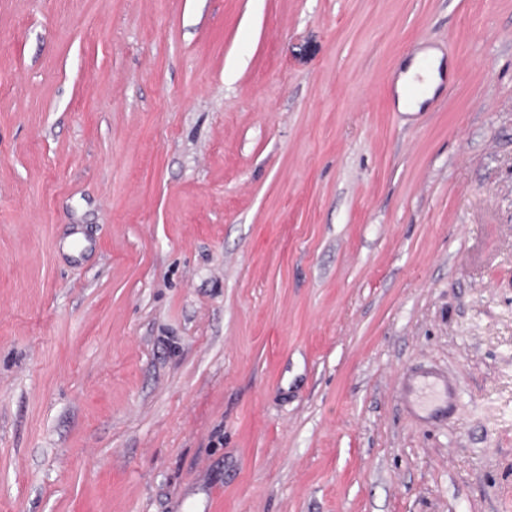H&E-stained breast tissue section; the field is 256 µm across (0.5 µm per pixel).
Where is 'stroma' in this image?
Returning a JSON list of instances; mask_svg holds the SVG:
<instances>
[{
    "label": "stroma",
    "mask_w": 512,
    "mask_h": 512,
    "mask_svg": "<svg viewBox=\"0 0 512 512\" xmlns=\"http://www.w3.org/2000/svg\"><path fill=\"white\" fill-rule=\"evenodd\" d=\"M0 512H512V0H0ZM438 66L439 61L434 59L431 55H421L414 63L408 66L402 78L397 82V92L400 94L401 103H403L408 110L415 109L425 96L433 94L438 84ZM418 77H421V82L418 81ZM414 84L421 86L422 93L416 98H409L407 90ZM402 404L413 418H448L454 413V390L437 369H411L403 377Z\"/></svg>",
    "instance_id": "1"
}]
</instances>
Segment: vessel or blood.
Listing matches in <instances>:
<instances>
[{
	"mask_svg": "<svg viewBox=\"0 0 512 512\" xmlns=\"http://www.w3.org/2000/svg\"><path fill=\"white\" fill-rule=\"evenodd\" d=\"M402 403L411 417L441 419L454 412V390L441 371L412 369L403 377Z\"/></svg>",
	"mask_w": 512,
	"mask_h": 512,
	"instance_id": "1",
	"label": "vessel or blood"
}]
</instances>
